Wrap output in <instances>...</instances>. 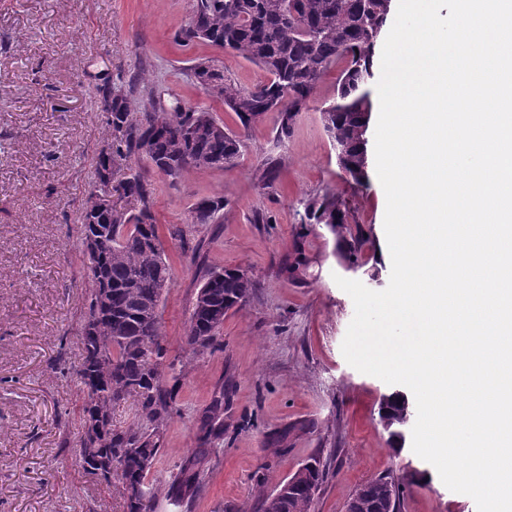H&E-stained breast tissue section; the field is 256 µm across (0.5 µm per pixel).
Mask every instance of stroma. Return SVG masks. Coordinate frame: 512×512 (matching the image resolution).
Segmentation results:
<instances>
[{
  "label": "stroma",
  "instance_id": "35a3bbf8",
  "mask_svg": "<svg viewBox=\"0 0 512 512\" xmlns=\"http://www.w3.org/2000/svg\"><path fill=\"white\" fill-rule=\"evenodd\" d=\"M193 0H0V512H124L118 489L76 463L82 393L58 362L80 360L81 317L89 285L78 245L83 206L95 180L94 158L108 137L104 87L148 72L166 104L209 105L244 147L235 166L188 170L177 184L136 166L154 187L161 227H188L196 255L163 237L173 285L160 304L169 358L183 376L164 447L149 480L155 512H261L273 492L310 457L324 480L312 512H345L360 485L392 477L398 512H477L448 489L411 444L393 451L379 408L393 387L361 373L341 345L354 316L336 277L384 290L391 257L386 197L376 173L348 181L323 131L319 108L336 87L331 68L288 141L276 138V113L241 131L234 112L209 102L194 83L196 58L211 56L226 76L250 87L268 73L242 57L175 40ZM276 177H255L268 157ZM333 192L371 234L361 266L349 265L324 227L301 224L304 201ZM224 200V221L194 224L200 199ZM310 258L304 282L282 272L296 238ZM245 270L253 286L229 311L215 350L192 354L187 320L206 270ZM224 395V434L190 506L167 497L178 466L198 446L199 421Z\"/></svg>",
  "mask_w": 512,
  "mask_h": 512
}]
</instances>
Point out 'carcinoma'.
Wrapping results in <instances>:
<instances>
[{
  "instance_id": "carcinoma-1",
  "label": "carcinoma",
  "mask_w": 512,
  "mask_h": 512,
  "mask_svg": "<svg viewBox=\"0 0 512 512\" xmlns=\"http://www.w3.org/2000/svg\"><path fill=\"white\" fill-rule=\"evenodd\" d=\"M392 0H195L192 17L177 33L184 45L206 44L231 51L266 70L268 82L246 88L224 75L210 57L196 59L194 76L200 89L222 102L238 117L243 129L277 113V140L288 139L301 112L308 109L314 90L330 67L343 64L334 96L319 112L323 128L336 150L338 165L359 185L368 168L366 133L372 101L376 46L391 12ZM140 93L139 118L122 91L106 89L101 104L110 105L109 138L95 161L96 175L110 158L148 161L174 184L189 169H222L234 164L243 147L241 136L224 128L205 106L166 109L151 86ZM117 192L127 200L124 212L96 206L103 195ZM154 188L138 172L113 186L96 179L87 200L81 245L92 240L94 253L85 256L89 302L81 324L84 355L75 367L79 385L99 381L93 394L84 393L82 416L102 422L101 435L78 439L76 461L81 468L110 458L120 472L103 481L115 484L125 512H154L155 488L148 480L147 461L160 457L165 426L171 416L179 379L169 385L162 366L160 303L173 284L172 269L162 248L153 213ZM224 198H204L191 209V223L218 224ZM303 224L325 226L339 238L342 257L352 265L370 241L360 226H352L344 201L325 192L304 204ZM309 269L302 240L294 242L282 270L301 283ZM252 283L238 268L216 266L206 271L186 329V345L193 353L216 348L224 316L244 305ZM133 399L138 422H114L113 410ZM224 395L214 397L202 421L200 447L183 463L169 486V496L181 506L191 501L204 482L209 445L221 436L218 424ZM407 399L399 392L386 396L381 419L397 436L410 421ZM283 482L276 493L264 494L261 512H311L324 479L321 460L313 457ZM356 512H397L398 485L389 476L361 488Z\"/></svg>"
}]
</instances>
